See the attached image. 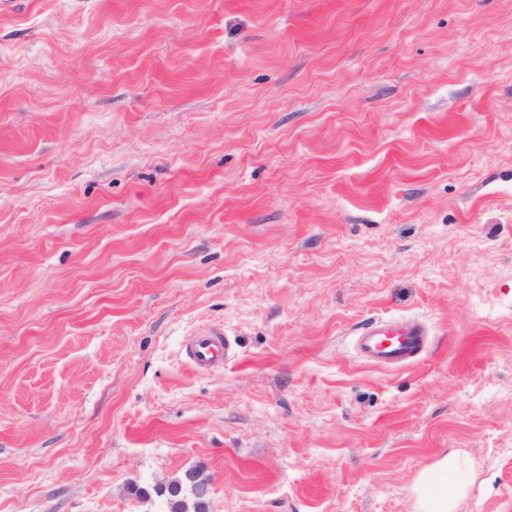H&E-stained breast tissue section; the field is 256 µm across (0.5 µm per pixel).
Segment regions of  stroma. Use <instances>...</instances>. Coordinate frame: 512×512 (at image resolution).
Returning a JSON list of instances; mask_svg holds the SVG:
<instances>
[{
    "label": "stroma",
    "mask_w": 512,
    "mask_h": 512,
    "mask_svg": "<svg viewBox=\"0 0 512 512\" xmlns=\"http://www.w3.org/2000/svg\"><path fill=\"white\" fill-rule=\"evenodd\" d=\"M447 455L512 512V0H0V512H416ZM355 348L367 362L385 367L416 362L426 343V331L415 321L375 322L356 335ZM184 354L197 371H207L226 363L233 357V344L224 334V327L203 325L186 335ZM186 473L184 475V478L182 480H179L181 481L180 493L178 495H173L167 492L165 496L167 501L165 502L166 508L164 512H209L208 507L204 508L203 510H196V507L194 505V502L198 500L196 490L200 495L208 493V481L202 478L201 475L193 474L191 478L196 484L195 489V486L191 482L186 480ZM186 503L189 505L188 509L184 507Z\"/></svg>",
    "instance_id": "obj_1"
}]
</instances>
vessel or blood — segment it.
Listing matches in <instances>:
<instances>
[{"mask_svg":"<svg viewBox=\"0 0 512 512\" xmlns=\"http://www.w3.org/2000/svg\"><path fill=\"white\" fill-rule=\"evenodd\" d=\"M426 343V331L415 321L375 322L363 327L355 348L367 362L385 367L407 366L416 362ZM190 365L207 371L229 361L233 344L223 327L203 325L188 333L183 341Z\"/></svg>","mask_w":512,"mask_h":512,"instance_id":"1","label":"vessel or blood"}]
</instances>
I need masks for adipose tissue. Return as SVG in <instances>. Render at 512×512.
<instances>
[{
  "mask_svg": "<svg viewBox=\"0 0 512 512\" xmlns=\"http://www.w3.org/2000/svg\"><path fill=\"white\" fill-rule=\"evenodd\" d=\"M411 492L417 498L419 512H454L455 500L461 492L455 459L446 456L425 467Z\"/></svg>",
  "mask_w": 512,
  "mask_h": 512,
  "instance_id": "ef3b65f1",
  "label": "adipose tissue"
}]
</instances>
